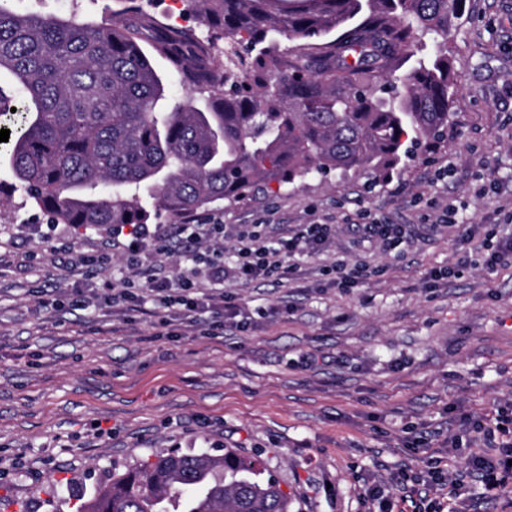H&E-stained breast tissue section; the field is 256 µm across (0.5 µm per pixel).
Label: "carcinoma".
Listing matches in <instances>:
<instances>
[{
  "instance_id": "1",
  "label": "carcinoma",
  "mask_w": 512,
  "mask_h": 512,
  "mask_svg": "<svg viewBox=\"0 0 512 512\" xmlns=\"http://www.w3.org/2000/svg\"><path fill=\"white\" fill-rule=\"evenodd\" d=\"M199 28L163 26L153 49L203 112L165 86L120 18L94 24L0 4V117L22 115L9 163L57 224L179 221L256 187L368 169L439 140L453 95L448 32L466 0H187ZM299 40L294 53L278 38ZM412 63L404 73L397 70ZM154 201L150 212L141 196ZM75 512H293L256 462L171 450L80 495Z\"/></svg>"
}]
</instances>
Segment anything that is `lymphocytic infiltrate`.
Returning <instances> with one entry per match:
<instances>
[{
	"mask_svg": "<svg viewBox=\"0 0 512 512\" xmlns=\"http://www.w3.org/2000/svg\"><path fill=\"white\" fill-rule=\"evenodd\" d=\"M111 234L128 276L125 289L106 295L107 304L131 311L149 293L168 310L158 329L172 330L178 322L195 326L209 317L245 329L251 316L244 305L225 303V282L296 279L301 258L331 246L336 227L299 224L282 235L272 224H116ZM176 243L182 246L179 260L185 268L175 275L164 257ZM228 248L233 251L229 257L224 254ZM472 430L493 454L471 456L467 466L481 474L488 489H499L512 479V416H497L492 426L473 423Z\"/></svg>",
	"mask_w": 512,
	"mask_h": 512,
	"instance_id": "1",
	"label": "lymphocytic infiltrate"
}]
</instances>
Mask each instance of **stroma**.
Wrapping results in <instances>:
<instances>
[{
  "mask_svg": "<svg viewBox=\"0 0 512 512\" xmlns=\"http://www.w3.org/2000/svg\"><path fill=\"white\" fill-rule=\"evenodd\" d=\"M13 5L98 24L123 8L121 0ZM447 48L448 133L392 175L305 177L191 216L338 227L335 243L288 286L225 285L252 323L225 324L219 338L203 324L157 335L154 302L134 313L44 305L37 286L68 296L82 277L39 236L10 239L13 225L48 218L18 189L0 144V253L11 254L0 266V498L38 512L50 489L65 500L70 488L164 449L202 451L219 440L259 455L295 512H450L452 495L426 478L432 469L460 480L476 512H503L446 443L471 442L464 418L512 411V266L492 273L483 264L488 247L512 236V0H466ZM488 180L492 191L476 196ZM450 205L479 227L468 243L440 222ZM366 215L404 225V243L355 245L345 227ZM361 258L375 276L346 290L330 285L325 266ZM448 267L453 276L427 286L426 272ZM96 421L111 438L95 434Z\"/></svg>",
  "mask_w": 512,
  "mask_h": 512,
  "instance_id": "35a3bbf8",
  "label": "stroma"
}]
</instances>
